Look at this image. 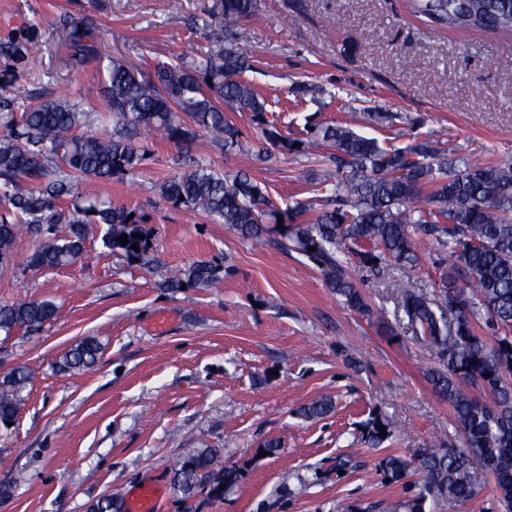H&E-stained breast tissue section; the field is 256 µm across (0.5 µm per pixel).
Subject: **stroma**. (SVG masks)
Here are the masks:
<instances>
[{"mask_svg":"<svg viewBox=\"0 0 512 512\" xmlns=\"http://www.w3.org/2000/svg\"><path fill=\"white\" fill-rule=\"evenodd\" d=\"M214 4L182 0L174 19L168 0H0V34L30 20L42 42L41 56L15 76H4L0 59V95L23 111L70 88L94 109L89 129L103 131L98 66L67 63L64 20L93 25L105 56L147 72L207 49L206 27L220 20ZM236 38L254 62L245 78L272 102L285 137L340 122L387 148L427 144L456 170L484 160L512 165V36L477 31L459 41L412 16L407 0H264ZM231 118L243 132L236 150L214 149L202 132L186 151L155 135L137 174L74 180L82 201L147 215L155 267L111 254L98 224L72 265L28 267L38 244L31 237L0 264V304L48 299L58 307L38 331L0 334V378L17 367L28 375L15 422L0 425V512H87L146 482L158 489V512H390L408 493L384 479L382 458L461 447L450 404L425 379L437 355L399 330L395 316L396 283L439 299L433 246L418 245L412 268L389 263L375 272L349 256L373 311L367 317L327 288L314 263L283 247L278 226L246 239L161 198L160 183L189 157L250 173L282 210L321 199L310 180L316 158L265 145L249 113ZM201 260L223 266L218 287L160 288L167 269ZM86 336L104 346L98 364L59 373V358ZM323 396L334 402L326 418L298 416ZM373 411L400 424L376 448L361 440ZM269 440L280 447L262 455ZM205 444L220 449L239 480L221 496L183 499L172 468Z\"/></svg>","mask_w":512,"mask_h":512,"instance_id":"obj_1","label":"stroma"}]
</instances>
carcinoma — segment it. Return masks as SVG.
<instances>
[{
    "instance_id": "obj_1",
    "label": "carcinoma",
    "mask_w": 512,
    "mask_h": 512,
    "mask_svg": "<svg viewBox=\"0 0 512 512\" xmlns=\"http://www.w3.org/2000/svg\"><path fill=\"white\" fill-rule=\"evenodd\" d=\"M413 13L452 29L466 41L474 31L512 35V0H409ZM221 22L207 29L208 50L196 59L164 63L145 75L122 59L104 60L96 33L88 25L64 21L65 45L72 65L98 63L106 72L102 94L112 129L105 133H76L88 111L70 93L53 94L36 107L18 112L11 99H0V263L13 257L19 236L40 243L28 265L59 268L75 263L85 251L88 227L106 225L103 246L146 265L145 217L132 209L99 201L66 200L71 180L112 179L134 174L147 156L136 138L161 134L178 145H189L197 131L205 132L217 148L230 152L240 146L241 129L230 112H249L262 138L285 153L321 155L317 184L331 191L320 211L297 201L282 212L261 185L243 172L221 173L196 161L164 181L162 198L175 207L204 214L228 225L245 238H258L264 224H290L284 237L313 262L328 288L363 316L372 309L344 264L353 254L364 268L378 270L392 260L417 262L416 238L437 246L443 273L441 298L433 303L423 294L400 286L397 309L412 339L437 352L440 366L426 373L433 390L448 400L460 428L464 447L420 459L424 480L408 486L411 496L399 507L423 512L427 497L448 502V509L479 495L473 464L490 470L502 512H512V165L493 162L468 165L448 173V159L421 143L407 150L387 149L374 138L341 124L315 128L307 139H288L267 119V98L242 75L253 68L250 58L232 38L245 20L257 16L262 0H217ZM41 43L32 24L0 35V58L15 73L33 64ZM300 146H295V143ZM333 152L326 154L324 149ZM431 185L423 193L422 187ZM67 225L65 234L58 226ZM141 237H136V234ZM128 235L129 244L119 237ZM137 244L138 249L131 248ZM223 267L195 262L170 272L159 287L179 292L211 288L221 281ZM57 312L49 300L0 305V332L17 327L32 331L50 322ZM484 322L494 331L489 342L476 331ZM102 346L86 336L57 363L63 373L92 368ZM28 376L21 368L0 381V424L16 418L19 392ZM334 408L329 397L297 410L308 420L326 417ZM362 439L379 446L392 437L395 422L372 413L361 424ZM386 430L380 437V430ZM409 464L396 455L380 460L379 469L392 482L408 477ZM239 478L220 462L217 448H196L173 471L174 489L184 497L208 490L223 494ZM89 512H124L122 500L108 495L89 505Z\"/></svg>"
}]
</instances>
